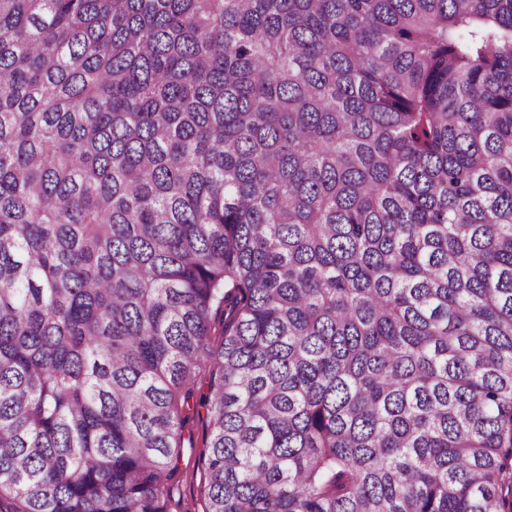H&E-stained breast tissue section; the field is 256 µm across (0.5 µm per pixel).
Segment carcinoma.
I'll use <instances>...</instances> for the list:
<instances>
[{
  "instance_id": "carcinoma-1",
  "label": "carcinoma",
  "mask_w": 512,
  "mask_h": 512,
  "mask_svg": "<svg viewBox=\"0 0 512 512\" xmlns=\"http://www.w3.org/2000/svg\"><path fill=\"white\" fill-rule=\"evenodd\" d=\"M200 407L203 512H512V0H0V494Z\"/></svg>"
}]
</instances>
